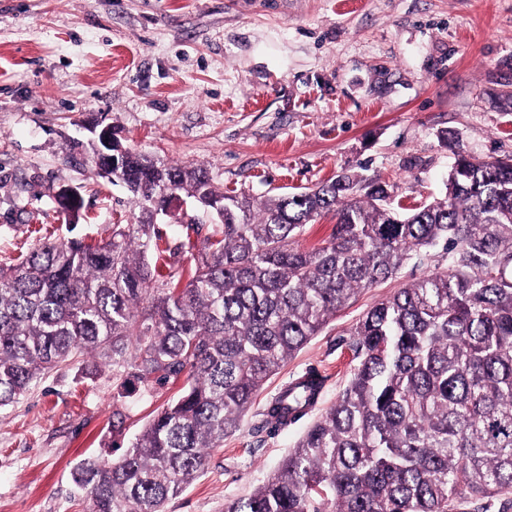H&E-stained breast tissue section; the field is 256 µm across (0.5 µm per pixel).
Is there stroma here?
Here are the masks:
<instances>
[{"label": "stroma", "mask_w": 512, "mask_h": 512, "mask_svg": "<svg viewBox=\"0 0 512 512\" xmlns=\"http://www.w3.org/2000/svg\"><path fill=\"white\" fill-rule=\"evenodd\" d=\"M101 122L159 162L206 166L227 193L262 199L355 172L410 208L445 194L441 131L469 154L512 153V0H0V260L41 229L98 241L135 223L130 192L91 161ZM65 188L79 195L72 215L56 202ZM436 264L409 261L337 312L165 512H224L251 494L307 427L271 428L268 401L316 364L328 409L353 366V325ZM181 386L150 387L118 434L111 367L39 379L0 409V512H90L73 468L120 456Z\"/></svg>", "instance_id": "obj_1"}]
</instances>
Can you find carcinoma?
<instances>
[{
	"label": "carcinoma",
	"mask_w": 512,
	"mask_h": 512,
	"mask_svg": "<svg viewBox=\"0 0 512 512\" xmlns=\"http://www.w3.org/2000/svg\"><path fill=\"white\" fill-rule=\"evenodd\" d=\"M112 181L138 223L97 243L39 239L0 264V409L85 357L145 386L186 376L115 461L73 472L92 512H163L238 431L266 380L365 289L442 248L446 269L371 306L351 330L336 402L254 492L224 512H448L462 493L512 509V155L455 153L445 196L405 208L393 186L342 173L258 201L208 170L159 165L113 139ZM212 213L191 278L167 262L154 214L173 197ZM336 219L310 250L314 218ZM321 386L288 385L263 410L285 427Z\"/></svg>",
	"instance_id": "1"
}]
</instances>
